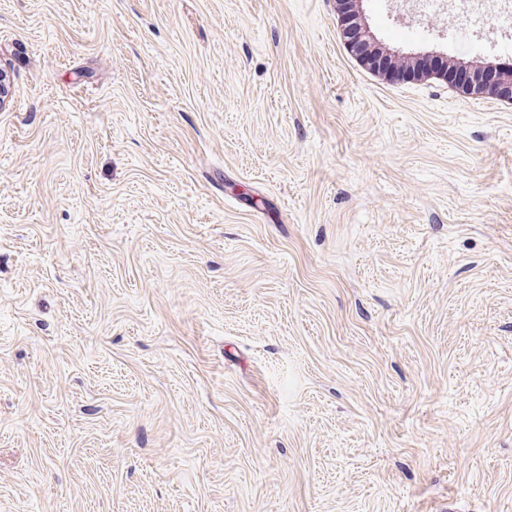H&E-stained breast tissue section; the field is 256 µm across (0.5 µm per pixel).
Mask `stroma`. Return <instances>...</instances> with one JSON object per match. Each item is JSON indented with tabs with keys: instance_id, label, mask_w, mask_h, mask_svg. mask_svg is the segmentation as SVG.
Returning <instances> with one entry per match:
<instances>
[{
	"instance_id": "1",
	"label": "stroma",
	"mask_w": 512,
	"mask_h": 512,
	"mask_svg": "<svg viewBox=\"0 0 512 512\" xmlns=\"http://www.w3.org/2000/svg\"><path fill=\"white\" fill-rule=\"evenodd\" d=\"M363 0L512 68V0ZM0 512H512V104L336 0H0ZM361 0H336L338 6L337 20L344 34H348L352 41H348V45L352 48V42L355 45L364 43L361 32L357 24L359 6ZM422 74L453 81L466 99H489L512 95V74L504 75L491 67L448 66L446 61L433 57L423 59L416 67L406 72L409 78L420 77Z\"/></svg>"
}]
</instances>
